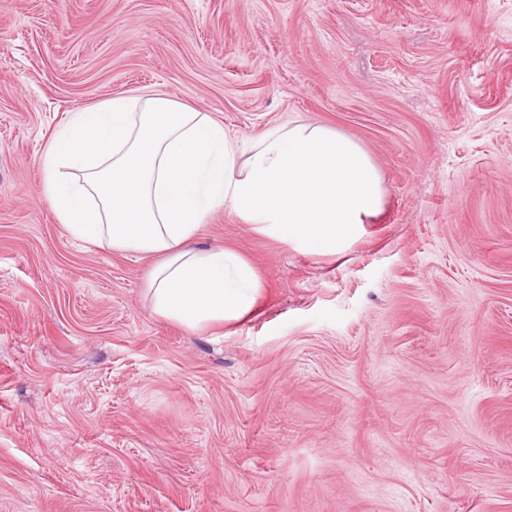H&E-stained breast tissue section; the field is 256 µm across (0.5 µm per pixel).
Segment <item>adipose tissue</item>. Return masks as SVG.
<instances>
[{"label": "adipose tissue", "mask_w": 512, "mask_h": 512, "mask_svg": "<svg viewBox=\"0 0 512 512\" xmlns=\"http://www.w3.org/2000/svg\"><path fill=\"white\" fill-rule=\"evenodd\" d=\"M41 199L73 238L157 262L158 317L200 330L254 313L263 284L237 253L196 249L224 207L313 256L360 239L383 208L379 173L353 139L323 126L273 127L240 158L223 124L163 97L119 96L72 113L42 162Z\"/></svg>", "instance_id": "obj_1"}]
</instances>
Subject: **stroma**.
Returning <instances> with one entry per match:
<instances>
[{
	"instance_id": "stroma-1",
	"label": "stroma",
	"mask_w": 512,
	"mask_h": 512,
	"mask_svg": "<svg viewBox=\"0 0 512 512\" xmlns=\"http://www.w3.org/2000/svg\"><path fill=\"white\" fill-rule=\"evenodd\" d=\"M117 95L337 130L384 211L330 256L216 211L257 311L161 319L40 200ZM0 512H512V0H0Z\"/></svg>"
}]
</instances>
